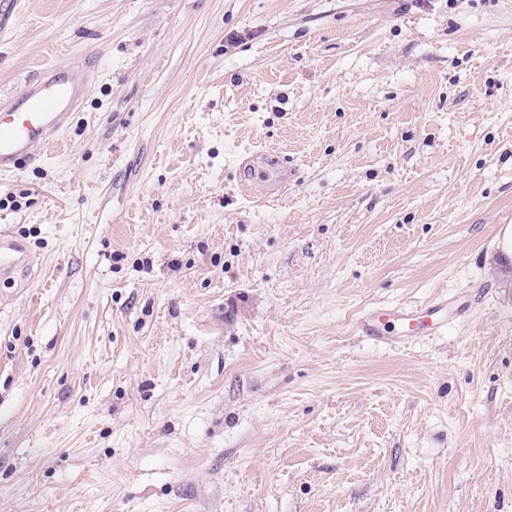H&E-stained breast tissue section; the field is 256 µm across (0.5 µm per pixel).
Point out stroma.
Masks as SVG:
<instances>
[{
    "mask_svg": "<svg viewBox=\"0 0 512 512\" xmlns=\"http://www.w3.org/2000/svg\"><path fill=\"white\" fill-rule=\"evenodd\" d=\"M74 57L0 177V512H512V0H21L0 97ZM95 69L85 60L56 63L29 81L18 97L0 102V174L37 160L36 148L71 124ZM464 312L463 305L437 296L420 306L374 308L365 312L357 324L362 336L396 347L408 341L417 327L422 326L427 333L434 334L448 328L451 316H461Z\"/></svg>",
    "mask_w": 512,
    "mask_h": 512,
    "instance_id": "stroma-1",
    "label": "stroma"
}]
</instances>
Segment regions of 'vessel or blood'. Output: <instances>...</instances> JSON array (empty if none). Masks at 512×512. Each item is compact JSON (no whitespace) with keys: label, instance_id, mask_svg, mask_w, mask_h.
Listing matches in <instances>:
<instances>
[{"label":"vessel or blood","instance_id":"vessel-or-blood-1","mask_svg":"<svg viewBox=\"0 0 512 512\" xmlns=\"http://www.w3.org/2000/svg\"><path fill=\"white\" fill-rule=\"evenodd\" d=\"M94 71V65L84 60L58 63L29 81L19 96L0 102V174L34 162L37 147L71 124L93 84ZM464 311V306L443 296L418 306H380L359 318L358 330L396 347L416 328L430 334L442 331L451 316Z\"/></svg>","mask_w":512,"mask_h":512}]
</instances>
